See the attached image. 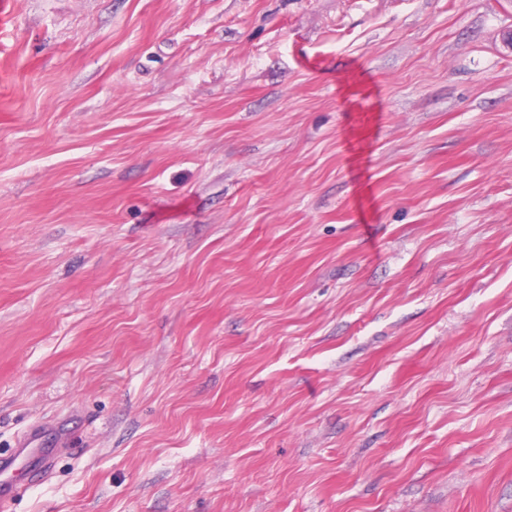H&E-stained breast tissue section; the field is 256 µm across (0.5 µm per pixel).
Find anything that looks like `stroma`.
Returning a JSON list of instances; mask_svg holds the SVG:
<instances>
[{
  "mask_svg": "<svg viewBox=\"0 0 512 512\" xmlns=\"http://www.w3.org/2000/svg\"><path fill=\"white\" fill-rule=\"evenodd\" d=\"M0 512H512V0H6Z\"/></svg>",
  "mask_w": 512,
  "mask_h": 512,
  "instance_id": "obj_1",
  "label": "stroma"
}]
</instances>
